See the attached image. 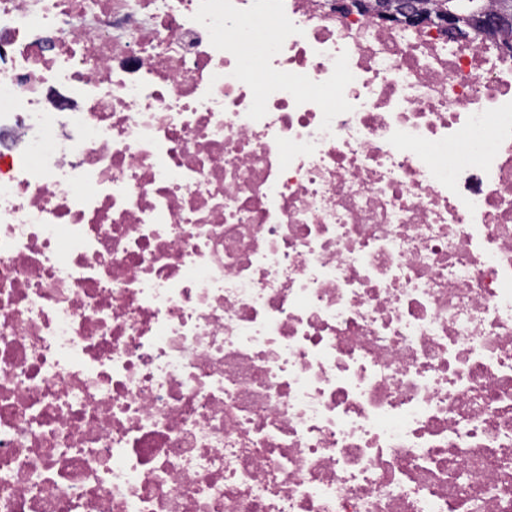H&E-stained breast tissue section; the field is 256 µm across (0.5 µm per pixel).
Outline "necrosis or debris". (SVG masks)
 <instances>
[{
  "label": "necrosis or debris",
  "mask_w": 512,
  "mask_h": 512,
  "mask_svg": "<svg viewBox=\"0 0 512 512\" xmlns=\"http://www.w3.org/2000/svg\"><path fill=\"white\" fill-rule=\"evenodd\" d=\"M0 512H512V53L0 0Z\"/></svg>",
  "instance_id": "4bbe7bcc"
}]
</instances>
